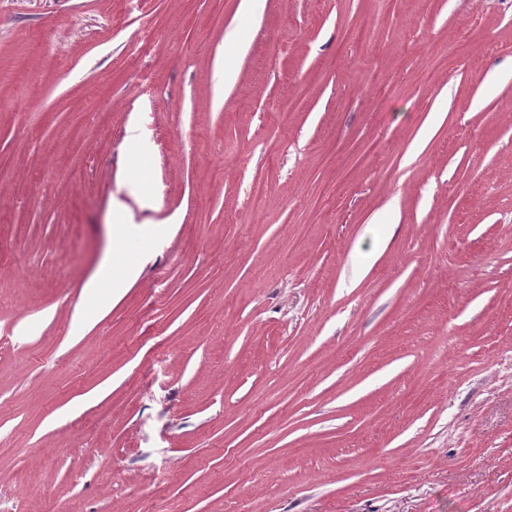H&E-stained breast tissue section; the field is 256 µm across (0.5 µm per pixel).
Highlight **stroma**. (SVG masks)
Wrapping results in <instances>:
<instances>
[{
	"instance_id": "1",
	"label": "stroma",
	"mask_w": 512,
	"mask_h": 512,
	"mask_svg": "<svg viewBox=\"0 0 512 512\" xmlns=\"http://www.w3.org/2000/svg\"><path fill=\"white\" fill-rule=\"evenodd\" d=\"M508 102L512 0H0V512H512ZM124 225H113L112 252L104 262L102 267L104 271L99 276L91 278L84 287L88 295L99 303V306L108 305L138 272L137 262L129 253L130 230L128 227L124 229ZM116 265L120 269L119 273H114ZM111 267L113 268L112 275Z\"/></svg>"
}]
</instances>
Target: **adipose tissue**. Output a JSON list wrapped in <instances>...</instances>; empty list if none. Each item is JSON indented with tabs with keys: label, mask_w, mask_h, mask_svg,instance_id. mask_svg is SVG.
I'll return each instance as SVG.
<instances>
[{
	"label": "adipose tissue",
	"mask_w": 512,
	"mask_h": 512,
	"mask_svg": "<svg viewBox=\"0 0 512 512\" xmlns=\"http://www.w3.org/2000/svg\"><path fill=\"white\" fill-rule=\"evenodd\" d=\"M129 241V230L124 229L123 225H114L112 252L105 261L106 269L85 285L88 295L99 305H108L138 272L137 262L129 253Z\"/></svg>",
	"instance_id": "1"
}]
</instances>
